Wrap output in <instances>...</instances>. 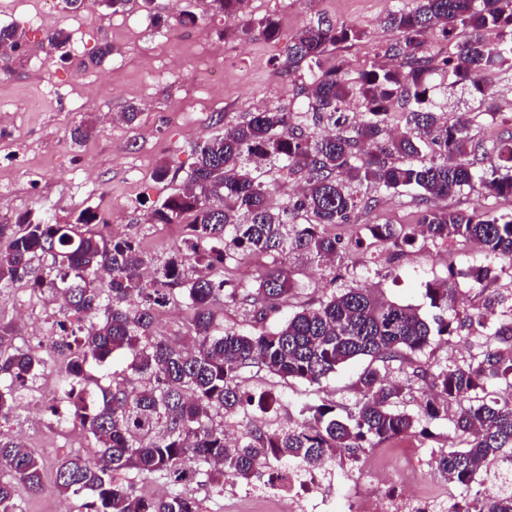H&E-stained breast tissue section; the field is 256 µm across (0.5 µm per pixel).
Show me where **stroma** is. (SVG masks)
Instances as JSON below:
<instances>
[{"label": "stroma", "mask_w": 512, "mask_h": 512, "mask_svg": "<svg viewBox=\"0 0 512 512\" xmlns=\"http://www.w3.org/2000/svg\"><path fill=\"white\" fill-rule=\"evenodd\" d=\"M91 2V7L72 10L64 0H0V25H14L23 34L20 52L0 54V110L9 125L6 137H0V214L15 218L47 211L58 223L68 224L89 208L109 217L112 234L140 242L157 266L180 243L186 227L155 224L149 216L162 198L183 187L182 172L194 163L195 146L223 133L228 120L273 108L301 111L305 99L281 70L288 40L321 17L357 27L364 33L361 41L330 49L324 58L325 65H343L355 77L389 65L385 50L396 34L382 19L389 11L416 5L415 0H245L238 16L229 19L213 13L208 0H181L177 6L172 0H152L147 8L142 0H131L117 13L106 9L102 0ZM186 11L196 15L195 23H181ZM36 13L45 14L47 29L68 34L66 59L50 53L47 30L30 26L29 18ZM152 13L159 16L158 25L150 24ZM265 18L275 20L278 39L262 33L258 23ZM104 45L111 46V54L96 60ZM432 84L431 97L448 119H470V135L480 145L473 161L480 171L492 173L498 165L496 146L512 139V75L493 74L483 95L453 84L441 71ZM132 102L141 111L128 124L119 115ZM80 124L88 126L90 134L76 144L70 133ZM83 164L89 166L93 182L72 176V169ZM164 164L176 168L177 175L156 180L155 171ZM359 192L374 203L356 210L349 223L333 227L342 246L340 261L281 255L293 288L266 327L275 329L289 314L357 286L411 305L431 322L443 313L428 298L429 285L454 282L457 305L444 315L459 325L460 339L449 343L433 338L422 352L380 367L389 381L402 386L399 404L418 417L420 430L384 442L378 465L389 469L413 460L425 473L430 492L448 488L459 499L464 495L460 487H447L430 476L429 459L431 452L447 447L451 420L460 406L451 401L438 417L424 416L429 387L415 371L442 369L480 352L491 328L478 324L476 314L490 300L512 293V267L473 251L462 238L386 247L372 238L370 225L416 223L421 206L410 192H376L364 185ZM435 205L463 214L480 207L499 215L512 212V197H484L464 188ZM479 271L484 274L480 283L474 280ZM371 365L370 358L354 359L319 385L244 371V390H266L274 396L266 412L250 407L246 413L279 430L297 421L305 403L329 404L337 415H345L360 398L358 375ZM40 418L33 423L24 407L0 426L10 434L25 433L30 447L51 451L45 460L43 492L22 496L21 506L24 512H76L77 500L54 490L53 475L64 450L50 412L41 410ZM364 456L360 450L333 459L323 481L333 512H347L353 498L378 503L398 492L393 482L357 479ZM267 488L262 474L247 481L226 479L220 496L194 485L188 491L202 499L206 512H288V499L268 495Z\"/></svg>", "instance_id": "stroma-1"}]
</instances>
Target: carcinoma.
<instances>
[{
	"label": "carcinoma",
	"mask_w": 512,
	"mask_h": 512,
	"mask_svg": "<svg viewBox=\"0 0 512 512\" xmlns=\"http://www.w3.org/2000/svg\"><path fill=\"white\" fill-rule=\"evenodd\" d=\"M243 3L210 0V8L234 18ZM385 23L398 34L386 49L394 64L367 70L356 81L339 66L324 67L323 58L331 47L360 40L363 31L320 20L287 43L281 68L298 81L304 116L327 132L310 136L290 113L274 108L197 146L184 189L152 212L157 224L187 228L162 265L153 267L138 241L103 233L90 209L71 224H58L45 212L0 222V288L24 280L32 291L60 301L64 311L60 325L70 340L54 341L52 349L69 357V364L58 374L62 401H52L48 410L61 422L79 425L87 447L95 449L91 458L68 455L55 469L57 490L81 498L79 512H204L186 486L194 483L220 496L224 477L248 479L273 460L314 469L343 450L355 453L415 432L418 418L397 406L402 387L371 368L358 377L360 399L344 416L329 405L305 403L301 420L286 430L269 431L250 419L236 440L224 433L225 419L254 402L262 409L271 399L242 392L245 369L319 385L355 358L390 362L422 351L435 335L454 338L445 319L433 329L415 309L362 287L334 292L269 331L264 323L291 291L290 273L276 266L253 291L214 275L257 252L336 256L339 240L325 227L348 223L356 209L374 202L361 200L351 182L410 190L424 205L409 232L394 224L371 225V235L383 243L396 248L420 236L443 243L460 237L488 256L512 261V214L475 210L464 216L432 205L464 187L512 196V142L497 147L505 173L487 178L460 162L474 151L467 121L442 120L429 99V79L440 69L481 94L485 73L512 71V0H417L411 10L388 14ZM438 26L444 37L457 39L456 51L439 65L426 44ZM487 30L497 31L496 44L483 39ZM68 41L61 32L47 35L61 60ZM21 42L17 27H0V47L16 50ZM350 101L357 102L361 120L345 112ZM402 102L412 108L402 111L403 130L392 137L388 126ZM431 145L438 151L428 158L423 151ZM271 162L289 175H306L291 205L275 208L269 201V185L259 172ZM300 212L312 214L315 223H290ZM45 256L50 263L34 267ZM190 268L197 276L188 274ZM427 294L435 307L455 308L452 284ZM178 298L191 312L187 330L193 343L187 346L151 332L155 314ZM224 302L245 306L254 331L216 325L213 308ZM481 317L493 326L485 350L437 372L416 370L433 391L424 414L436 417L441 405L463 403L452 421L459 444L439 449L432 471L465 489L490 464L512 462V398L480 396L492 380L512 388V313L501 317L490 304ZM16 336L12 324L0 322L1 420L14 413L45 367L39 354L15 346ZM117 351L124 353L130 376L91 373L112 362ZM133 471L162 480L167 492L136 493L126 477ZM43 475L42 458L0 430V512H23L18 491H43ZM455 512H512V491L494 497L477 492L457 502Z\"/></svg>",
	"instance_id": "obj_1"
}]
</instances>
